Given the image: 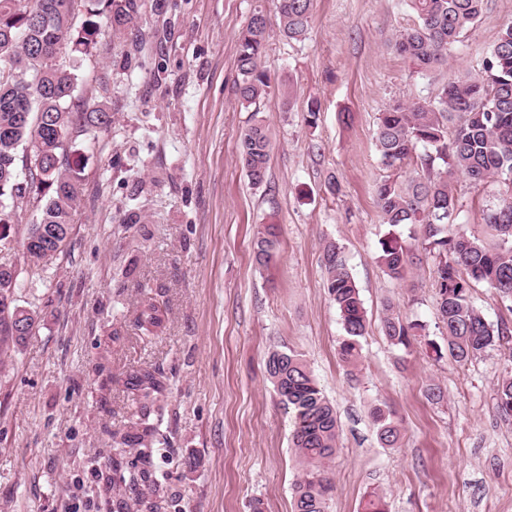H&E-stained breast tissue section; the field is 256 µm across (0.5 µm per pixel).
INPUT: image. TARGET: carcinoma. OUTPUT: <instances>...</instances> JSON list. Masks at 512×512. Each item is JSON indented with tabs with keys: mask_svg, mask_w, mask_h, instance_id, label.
<instances>
[{
	"mask_svg": "<svg viewBox=\"0 0 512 512\" xmlns=\"http://www.w3.org/2000/svg\"><path fill=\"white\" fill-rule=\"evenodd\" d=\"M484 0H407L418 23L400 33L397 52L422 72L448 61L461 35L479 19ZM315 0H278V30L300 41L311 25ZM137 0H0V241L18 222L14 202H42L36 223L45 225L47 248L63 251L71 215L82 190L81 169L65 158V141L77 119L95 129L112 125V113L102 107L87 111L77 95L82 61L92 55L105 29L136 30ZM270 25L256 6L237 42V93L247 108L272 91L263 65ZM65 52L70 63H56ZM381 165L391 171L376 189L383 223L390 227L425 225L422 245L436 261L434 284L437 313L448 338V352L467 361L512 333L495 327L469 300V290L484 284L512 312V22L501 28L482 72L462 77L448 72L438 93L423 101L405 100L380 113L375 135ZM40 153L43 165L27 166L28 153ZM271 139L265 120L254 110L241 139L240 158L250 183L267 180ZM416 161L407 175L404 166ZM501 178L507 189L490 210L486 224L494 238L488 246L479 238L452 232L455 221L454 182ZM280 227L257 225L253 236L256 262L269 266L276 258ZM378 260L387 276L402 280L412 263L401 236L388 232L380 241ZM327 293L339 312L344 335L339 355L351 369L361 359V339L367 332L359 290L347 267L342 246L329 241L323 248ZM166 306L142 290L133 326L141 338L153 339L165 328ZM33 311L0 303V354L26 343L35 334ZM385 336L408 345L425 330L389 311L382 321ZM266 372L284 409L293 413L291 438L302 474L293 488V512H328L334 486L326 463L336 451L339 425L336 410L305 360L284 348L272 350ZM139 410L131 427L112 431V479L98 487L112 500V512H127L133 501L140 512H159L165 498L177 495L152 468L157 425L149 422L151 407L166 390L163 372L134 370L126 381ZM498 409L512 417V375L497 385ZM372 417L382 445L397 447L399 425L392 412L377 406Z\"/></svg>",
	"mask_w": 512,
	"mask_h": 512,
	"instance_id": "cac0c4a2",
	"label": "carcinoma"
}]
</instances>
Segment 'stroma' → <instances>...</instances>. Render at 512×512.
Returning <instances> with one entry per match:
<instances>
[{
    "label": "stroma",
    "instance_id": "stroma-1",
    "mask_svg": "<svg viewBox=\"0 0 512 512\" xmlns=\"http://www.w3.org/2000/svg\"><path fill=\"white\" fill-rule=\"evenodd\" d=\"M139 4L142 44L107 32L83 63L82 100L111 112L112 125L78 123L67 137L83 168L67 247L39 262L24 254L41 207L34 199L0 242V263L16 270V305L38 314L35 336L0 365V512H112L96 491L112 473V429L135 420L126 376L154 367L167 387L152 466L182 498L162 512H253L257 500L264 512H292L301 472L293 419L265 367L283 345L302 355L336 409L329 512H360L371 491L388 512H512V420L496 395L512 374V344L462 363L436 356L433 345L447 338L424 229L400 228L413 264L404 280L389 278L378 262L389 227L375 201L385 175L379 113L433 96L448 70L480 74L512 21V0H485L447 67L426 74L394 49L417 22L405 0H316L305 39L271 31L264 66L294 98L287 107L274 92L260 105L272 151L259 187L240 162L252 112L235 93L237 38L255 6L272 17L277 0ZM312 100L320 112L310 127ZM505 190L459 178L456 231L486 237L485 214ZM130 210L139 223H124ZM271 218L281 233L265 268L252 237ZM328 240L344 246L367 314L353 377L325 288ZM144 289L169 308L164 333L148 343L132 324ZM389 309L424 324L425 335L391 344L381 332ZM433 384L444 402L428 398ZM378 404L401 425L399 447L378 442ZM189 456L195 469L183 466Z\"/></svg>",
    "mask_w": 512,
    "mask_h": 512
}]
</instances>
